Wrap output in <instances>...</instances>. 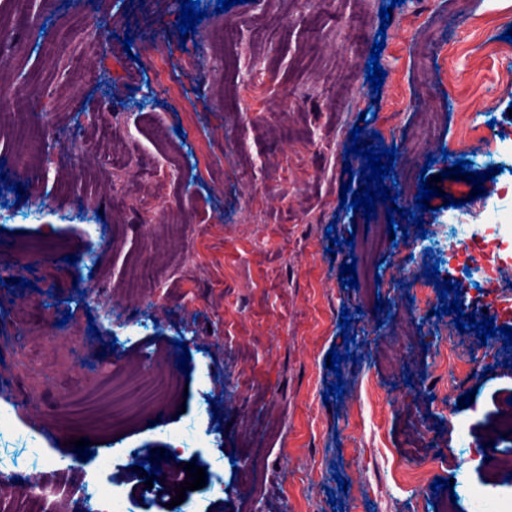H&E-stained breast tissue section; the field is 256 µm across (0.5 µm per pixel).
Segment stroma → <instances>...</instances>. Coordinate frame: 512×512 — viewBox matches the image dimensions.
<instances>
[{"label": "stroma", "mask_w": 512, "mask_h": 512, "mask_svg": "<svg viewBox=\"0 0 512 512\" xmlns=\"http://www.w3.org/2000/svg\"><path fill=\"white\" fill-rule=\"evenodd\" d=\"M216 4L200 0L204 17L184 36L179 0H0V89L13 104L0 122V242L16 256L0 265V410L73 461L45 474L58 490L47 503L15 497L0 512H73L66 497L102 459L116 501L146 512L125 480L139 449L185 441L209 488L179 512H333L335 500L344 512H441L453 495L474 512V489L501 504L512 480L485 461L512 453V436L496 431L511 406L512 347L492 337L488 374L468 373L476 332L415 312L409 297L426 264L455 280V263L428 245L463 223L500 239L499 293L512 301V52L501 51L512 0ZM150 28L179 99L136 61ZM381 29L376 90L365 76ZM33 100L46 117L32 125ZM387 112L398 116L392 133ZM364 113L362 140L397 149V207L416 208L409 174L440 179L421 225L396 219L382 241L366 303L340 279L347 239L368 237L363 213L340 200L348 171L366 164L347 152ZM466 126L494 139L490 153L469 145L473 170L497 174L463 194L467 177L441 150ZM118 155L129 166H114ZM402 242L416 254L408 275L393 263ZM141 260L155 276L139 296L128 277ZM111 345L115 356H100ZM380 345L401 346V363L384 365ZM185 347L191 370L163 422L96 428L115 376ZM338 380L343 396H328ZM74 393L84 414L65 404ZM438 478L452 490H433Z\"/></svg>", "instance_id": "obj_1"}]
</instances>
